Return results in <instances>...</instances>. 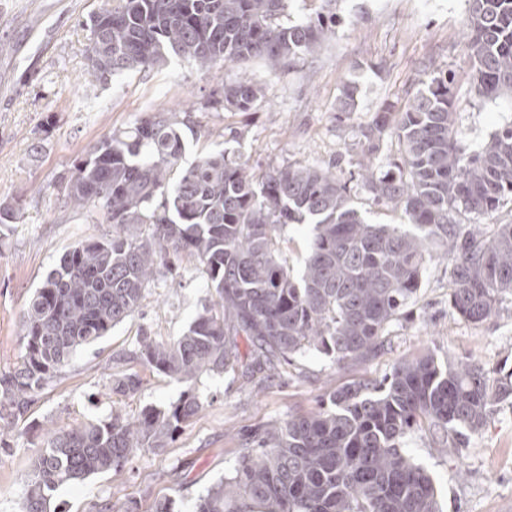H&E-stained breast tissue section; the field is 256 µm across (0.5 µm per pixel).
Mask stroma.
Returning a JSON list of instances; mask_svg holds the SVG:
<instances>
[{"label":"stroma","instance_id":"stroma-1","mask_svg":"<svg viewBox=\"0 0 512 512\" xmlns=\"http://www.w3.org/2000/svg\"><path fill=\"white\" fill-rule=\"evenodd\" d=\"M103 2L0 0V204L20 209L17 223L0 226V373L17 366L23 313L58 258L112 231L66 206L75 164L100 140L146 116L191 113L184 167L219 151L259 172L294 162L333 166L355 207L375 224H401L405 217L376 205L358 180L362 131L384 103L403 105L425 72H455L456 110L470 137L487 138L512 121V102L485 101L471 89L467 0H289L290 20L328 10L342 18L316 55L255 59L208 73L172 57L105 83L89 76L85 54L89 18ZM241 76L264 85L267 97L252 111H225L222 87ZM350 82L359 88L356 106L340 121L336 108ZM448 270L444 258L427 264L412 313L388 329L383 351L367 363L343 366L311 351L271 372L250 378L211 373L192 386L146 370L140 391L121 400L108 391L110 361L133 350L143 334L181 335L212 299L193 261L161 271L142 308L78 349L30 417L18 422L11 449L0 451V512H21L25 477L47 429L104 419L115 409L134 416L190 393L203 403L160 454L136 456L121 469L60 488L58 512H90L104 500L116 512H151L163 498L172 500L174 512H192L198 495L229 475L245 436L267 422L316 411L348 382L382 381L407 355L429 353L442 365L473 360L512 373V297L495 316L468 322L448 306ZM404 446L432 475L443 512H512V399L497 404L464 461L444 452L425 429L411 433Z\"/></svg>","mask_w":512,"mask_h":512}]
</instances>
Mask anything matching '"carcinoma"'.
I'll use <instances>...</instances> for the list:
<instances>
[{
    "instance_id": "obj_1",
    "label": "carcinoma",
    "mask_w": 512,
    "mask_h": 512,
    "mask_svg": "<svg viewBox=\"0 0 512 512\" xmlns=\"http://www.w3.org/2000/svg\"><path fill=\"white\" fill-rule=\"evenodd\" d=\"M287 0H120L90 18L88 72L107 81L179 57L210 72L254 58L314 55L336 20L280 22ZM472 86L489 101H512V0H469L465 23ZM401 108L385 104L362 131L359 175L378 204L407 223L372 224L330 168L299 163L258 174L223 152L188 167L181 130L191 114L146 117L96 144L75 167L66 203L85 209L112 235L64 252L23 314V354L0 375V447L43 389L81 347L134 314L157 271L196 262L215 296L182 335L140 337L128 358L193 385L205 374L245 377L310 350L336 363H365L384 331L416 297L426 264L451 263L449 305L482 322L512 295V224L489 233L457 220L494 212L512 196V122L482 141L457 128L455 73L431 71ZM357 86L344 87L337 116L354 111ZM266 97L243 77L224 86L229 112ZM401 156L375 153L385 135ZM313 225L302 269L282 257L283 229ZM247 352H240V343ZM143 377L110 375V394L135 395ZM512 397V374L495 378L476 363L441 366L431 355L401 359L379 383L332 390L329 405L266 424L245 440L230 476L198 496L193 512H442L434 481L402 448L415 428L465 448L493 406ZM201 402L187 395L135 417L113 411L52 433L26 476L22 512H56V492L167 447Z\"/></svg>"
}]
</instances>
